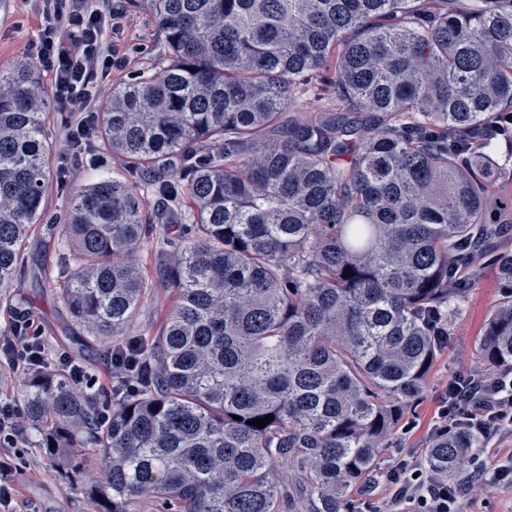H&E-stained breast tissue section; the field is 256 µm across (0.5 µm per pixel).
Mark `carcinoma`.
<instances>
[{"label":"carcinoma","mask_w":512,"mask_h":512,"mask_svg":"<svg viewBox=\"0 0 512 512\" xmlns=\"http://www.w3.org/2000/svg\"><path fill=\"white\" fill-rule=\"evenodd\" d=\"M169 65L112 88L92 136L122 180L79 192L51 224L61 299L118 358L144 367L112 412L63 373L22 397L51 460L110 475L92 512H356L351 488L417 398L472 281L452 269L497 237L486 129L512 113V0H129ZM324 92V110L288 102ZM53 106L32 63L0 70V291L43 221ZM163 200L149 211L142 192ZM174 216L160 255L178 298L148 340L126 335L154 284L128 259ZM478 352L512 370V252ZM273 415L263 428L249 424ZM486 433L438 432L459 472ZM281 463L288 481L270 474Z\"/></svg>","instance_id":"cac0c4a2"}]
</instances>
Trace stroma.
Returning a JSON list of instances; mask_svg holds the SVG:
<instances>
[{
  "instance_id": "stroma-1",
  "label": "stroma",
  "mask_w": 512,
  "mask_h": 512,
  "mask_svg": "<svg viewBox=\"0 0 512 512\" xmlns=\"http://www.w3.org/2000/svg\"><path fill=\"white\" fill-rule=\"evenodd\" d=\"M131 15L132 24L111 27L106 32L107 43L127 59L125 66L113 68L105 77L104 84L109 88L129 81L138 72L161 70L166 64L163 39L152 17L136 9ZM50 18L47 0H0V68L25 61L26 46L37 39ZM51 167V182L44 199L45 219L60 224L65 222L70 201L78 191L103 176H124L119 163L111 156H100L93 144L78 158L61 150L53 156ZM26 256L27 273L22 274L16 288L0 294V331L16 317L29 318L42 332L47 359L55 360L62 353L70 355L92 375L94 388L102 398H109L110 384L103 366L104 343L72 321L59 298L58 286L68 276L61 248L45 232H35L27 242ZM470 270L477 275L476 284L448 325L447 346L437 355L421 393L406 410L402 423L384 440L380 468L353 491L358 512H383L395 491L388 479L393 461L424 467L449 381L485 369L474 341L503 286L494 265L484 255L475 256ZM175 301L172 289L157 285L128 325L127 335L155 333ZM32 433L31 425H24L17 443L24 466L23 472L14 478L21 512H90L83 491L106 484L107 470L94 460L75 469L54 467L36 447ZM453 480L466 487L462 512H512L511 479H481L469 465L456 473Z\"/></svg>"
}]
</instances>
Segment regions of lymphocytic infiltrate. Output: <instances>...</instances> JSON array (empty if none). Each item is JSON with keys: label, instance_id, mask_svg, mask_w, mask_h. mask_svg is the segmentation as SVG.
<instances>
[{"label": "lymphocytic infiltrate", "instance_id": "obj_1", "mask_svg": "<svg viewBox=\"0 0 512 512\" xmlns=\"http://www.w3.org/2000/svg\"><path fill=\"white\" fill-rule=\"evenodd\" d=\"M53 16L67 28L66 34L54 29L30 42L27 53L48 72L53 94L71 114L67 143L76 146L85 137L94 101L104 75L112 68L124 65L126 59L103 40L106 23L124 20L121 8L110 0H51ZM0 349L4 350L14 371L25 372L43 362V338L30 321L15 320L6 333L0 334ZM464 398L467 412H460L454 401H447L441 411L442 428L457 424L468 416L481 430L491 427H512V372L485 376L474 375ZM20 432L18 416L10 407L0 408V512H11L14 474L17 464L11 453ZM405 462L391 469L397 481L396 499L415 505L418 512H459L464 494L461 485L435 479L426 482L405 480Z\"/></svg>", "mask_w": 512, "mask_h": 512}]
</instances>
